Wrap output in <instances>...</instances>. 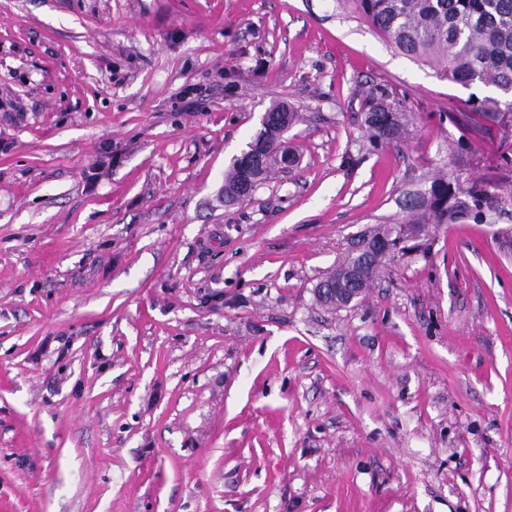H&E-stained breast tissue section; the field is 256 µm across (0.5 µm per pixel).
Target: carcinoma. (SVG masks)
<instances>
[{"label":"carcinoma","instance_id":"carcinoma-1","mask_svg":"<svg viewBox=\"0 0 512 512\" xmlns=\"http://www.w3.org/2000/svg\"><path fill=\"white\" fill-rule=\"evenodd\" d=\"M372 27L402 54L433 63L441 76L464 86L482 84L512 92V0H352ZM283 125L292 126L299 115L285 103L273 105ZM364 125L369 140L400 141L408 119L382 98H370ZM248 149L258 156L251 173V190L267 179L287 149L283 142L261 129ZM243 194L240 159L233 160L224 177V198L235 201ZM485 189L461 190L445 175L429 187L411 194L408 216L387 223L373 235L395 243L420 237L424 224H454L486 203Z\"/></svg>","mask_w":512,"mask_h":512}]
</instances>
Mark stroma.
<instances>
[{
    "label": "stroma",
    "mask_w": 512,
    "mask_h": 512,
    "mask_svg": "<svg viewBox=\"0 0 512 512\" xmlns=\"http://www.w3.org/2000/svg\"><path fill=\"white\" fill-rule=\"evenodd\" d=\"M409 119L370 143V96ZM351 0H0V512H512V112ZM299 156L224 174L274 104ZM488 188L341 308L438 171ZM245 153V152H244ZM244 153L233 160L224 177V198L227 201L241 200L243 194V170L240 161Z\"/></svg>",
    "instance_id": "35a3bbf8"
}]
</instances>
